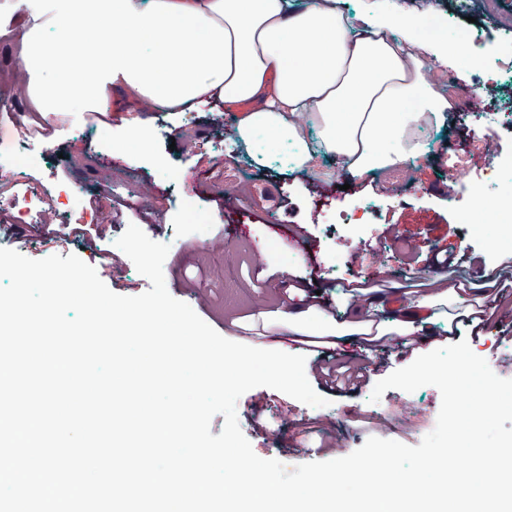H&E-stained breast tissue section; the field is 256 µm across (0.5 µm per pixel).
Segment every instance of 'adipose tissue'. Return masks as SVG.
Instances as JSON below:
<instances>
[{
  "instance_id": "1",
  "label": "adipose tissue",
  "mask_w": 512,
  "mask_h": 512,
  "mask_svg": "<svg viewBox=\"0 0 512 512\" xmlns=\"http://www.w3.org/2000/svg\"><path fill=\"white\" fill-rule=\"evenodd\" d=\"M11 21L20 65L0 108L23 103L51 129L69 114L195 112L221 102L236 115L230 140L253 165L268 162L256 148L266 132L290 147V173L311 182L337 173L415 178L424 132L444 126L455 106L440 85L443 68L463 80L471 70L466 49L419 37L413 18L351 13L340 0H14ZM294 294L283 313L289 335H322L333 347L414 335L448 303L473 327L501 307L492 291L471 303L451 273L418 299L355 287L342 320L316 292ZM391 303L392 318L377 319Z\"/></svg>"
}]
</instances>
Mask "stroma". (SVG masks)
Segmentation results:
<instances>
[{
    "instance_id": "35a3bbf8",
    "label": "stroma",
    "mask_w": 512,
    "mask_h": 512,
    "mask_svg": "<svg viewBox=\"0 0 512 512\" xmlns=\"http://www.w3.org/2000/svg\"><path fill=\"white\" fill-rule=\"evenodd\" d=\"M126 118L123 112L102 118L87 114L78 127L63 118L35 172L41 183L83 194L89 210L109 217L110 227L91 224L83 238L66 237L69 217L53 201L21 233L12 217L0 215V248L19 250L32 259L74 254L95 267L129 224L140 225L149 238L169 246L163 266L169 293L225 338L302 355L312 367L329 356L364 367L366 382L343 389L310 376L313 389L328 401L324 407L308 406L268 387L243 394L236 405L238 422L257 456L291 468L349 455L371 437L386 435L419 445L423 426L439 413V390L430 385L413 393L390 389L375 403L370 396L379 380L444 347L445 325L437 320L420 324L421 340L409 346L367 349L350 341L332 349L308 347L286 334L283 295L288 281L315 283L340 317L346 311L344 290L336 280L340 274L369 278L377 288L397 284L417 292L452 268L466 287H483L481 270L490 259L469 236L459 213L448 207V171L440 156L472 136L462 112L449 113L446 126L438 129L432 142L437 154L424 160L418 183L390 172L347 190L339 178L323 184L293 178L278 161L262 169L248 166L225 137L232 116L217 104L185 114L151 113L146 118L152 132L149 155L139 160L116 155L104 139L106 132H122ZM158 158L167 163L169 177L155 169ZM229 182L248 184L257 192L271 189L274 199L265 210H248L246 202L225 197L222 187ZM121 194L143 199V214L118 202ZM187 194L207 217L198 238L185 237L175 220ZM360 198L376 205L363 217L369 226L363 239L348 242L339 224L318 223V209L335 213ZM278 220L286 221L288 234L271 231ZM273 243L301 258L288 279H281L278 260H266L258 269L248 259L255 246ZM502 299L507 310L484 322L482 335L467 327L460 335L496 375L512 379V292L503 293Z\"/></svg>"
}]
</instances>
